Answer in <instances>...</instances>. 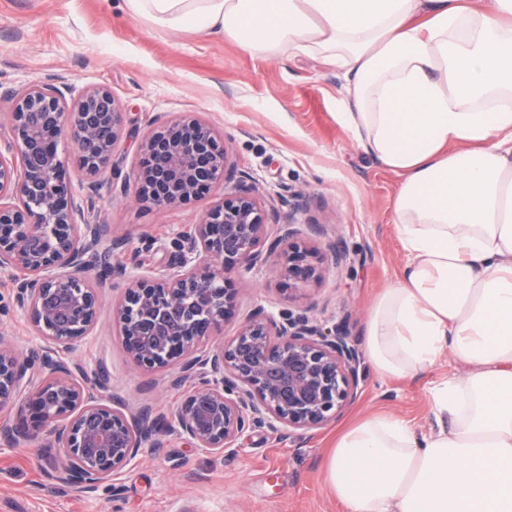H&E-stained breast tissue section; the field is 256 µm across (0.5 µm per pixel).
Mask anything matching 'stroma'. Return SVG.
Instances as JSON below:
<instances>
[{
    "mask_svg": "<svg viewBox=\"0 0 512 512\" xmlns=\"http://www.w3.org/2000/svg\"><path fill=\"white\" fill-rule=\"evenodd\" d=\"M34 83L105 86L124 112L115 154L127 188H113L110 172L99 174L92 221L114 237L152 236L144 272L163 270L173 234L224 196L218 186L170 209L135 202L137 147L158 117L209 122L238 170L268 198L288 188L304 192L299 208L279 206L280 223L296 225L319 248L344 243L346 262L324 263L320 279L299 290L265 268L248 274L234 319L204 348L231 339L260 308L276 316L307 306L327 326L347 313L353 336L363 340L371 302L406 260L391 221L399 178L352 147L339 119L344 78L336 68L312 56H256L193 31L157 29L130 16L125 0H0V108ZM313 224L322 234L310 233ZM125 288L122 280L97 283L98 321L73 357L88 371L106 372L123 408L173 415L189 388L175 385L176 366L144 370L131 361L114 318ZM10 292L0 272V334L26 352L38 343L36 331L11 307ZM451 371L444 362L383 381L362 361L358 398L338 420L288 436L250 430L219 456L166 434L122 469L117 497L108 489L86 497L49 481L57 450L47 436L0 445V512H344L323 477L337 433L372 413L431 426L430 390Z\"/></svg>",
    "mask_w": 512,
    "mask_h": 512,
    "instance_id": "obj_1",
    "label": "stroma"
}]
</instances>
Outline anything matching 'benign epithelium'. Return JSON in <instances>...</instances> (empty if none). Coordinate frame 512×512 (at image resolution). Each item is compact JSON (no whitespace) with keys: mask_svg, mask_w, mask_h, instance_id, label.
<instances>
[{"mask_svg":"<svg viewBox=\"0 0 512 512\" xmlns=\"http://www.w3.org/2000/svg\"><path fill=\"white\" fill-rule=\"evenodd\" d=\"M9 138L0 151V270L12 277L13 304L29 315L41 344L27 355L0 336V405L28 392V415L0 421V442L13 445L48 429L62 462L48 476L81 493L116 480L120 470L175 432L197 448L223 451L247 430H305L337 418L358 397L362 355L349 318L325 327L309 310L275 318L259 312L217 350L197 354L231 316L239 277L279 252L274 273L299 287L318 279L324 255L276 223L259 187L237 176L224 141L197 118L158 121L139 145V197L175 207L217 184L224 199L171 242L158 274L133 275L154 249L144 235L130 246L89 223L92 194L78 195L55 143L64 125L78 167L91 178L108 169L121 178L113 151L123 112L112 92L87 88L68 100L52 85L34 84L10 97ZM126 257L113 262L116 254ZM127 282L117 321L139 367L179 364L174 384L191 389L172 420L115 407L102 373L89 377L67 359L94 327L98 296L91 274Z\"/></svg>","mask_w":512,"mask_h":512,"instance_id":"obj_1","label":"benign epithelium"}]
</instances>
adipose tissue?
<instances>
[{"label": "adipose tissue", "instance_id": "ef3b65f1", "mask_svg": "<svg viewBox=\"0 0 512 512\" xmlns=\"http://www.w3.org/2000/svg\"><path fill=\"white\" fill-rule=\"evenodd\" d=\"M131 15L345 79L355 149L397 174L407 254L364 351L407 379L442 360L434 426L372 414L337 439L325 482L345 512H512V0H127Z\"/></svg>", "mask_w": 512, "mask_h": 512}]
</instances>
